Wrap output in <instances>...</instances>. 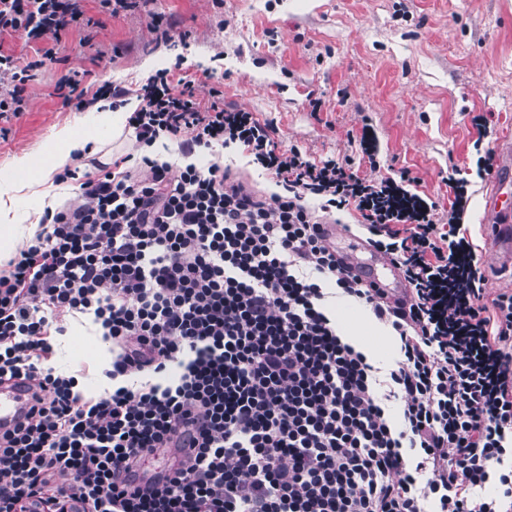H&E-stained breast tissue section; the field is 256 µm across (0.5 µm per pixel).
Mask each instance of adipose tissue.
Listing matches in <instances>:
<instances>
[{
  "instance_id": "obj_1",
  "label": "adipose tissue",
  "mask_w": 512,
  "mask_h": 512,
  "mask_svg": "<svg viewBox=\"0 0 512 512\" xmlns=\"http://www.w3.org/2000/svg\"><path fill=\"white\" fill-rule=\"evenodd\" d=\"M57 147L53 151L48 165L37 180L10 182L0 185V263H7L15 257L21 237L33 236L37 230L36 224L25 225L23 231H16L15 223L18 215L14 209L16 193L27 190L37 198L41 208L57 210L68 190L66 184L54 183L55 174L70 168L73 156L77 153H89L95 156L102 148L98 140L88 135L74 134L71 128L64 127L53 135Z\"/></svg>"
}]
</instances>
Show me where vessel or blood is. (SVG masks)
<instances>
[{"label": "vessel or blood", "instance_id": "b4317fda", "mask_svg": "<svg viewBox=\"0 0 512 512\" xmlns=\"http://www.w3.org/2000/svg\"><path fill=\"white\" fill-rule=\"evenodd\" d=\"M511 187L512 131L507 129L498 145V164L488 181L485 204L487 235L496 255L492 267L498 271L512 269V225L503 216L506 208L503 196ZM326 235L343 265L358 274L366 287L391 302L406 299L408 285L399 266L391 258L373 251L365 241L354 237L341 225H327ZM31 394L30 386L23 380L0 386L1 426H12L23 418Z\"/></svg>", "mask_w": 512, "mask_h": 512}]
</instances>
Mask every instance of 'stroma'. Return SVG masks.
<instances>
[{"mask_svg": "<svg viewBox=\"0 0 512 512\" xmlns=\"http://www.w3.org/2000/svg\"><path fill=\"white\" fill-rule=\"evenodd\" d=\"M83 11L80 25L51 41L53 60L33 70L25 112L0 118V172L24 154L41 162L51 134L67 125L101 136L115 157L135 155L132 131L113 137L65 106L57 86L77 72L89 98L102 84L133 90L167 69L193 82L201 104L220 90L221 104L254 113L279 146L311 161L346 158L365 179L409 172L412 191L436 202L440 223L448 221L449 177L468 179V235L488 264L487 181L477 162L512 126V0H138L115 14L84 0ZM149 12L162 32L148 26ZM479 114L482 132L472 123ZM366 125L378 144L372 160L358 148ZM189 138L163 140L170 164L217 162L255 190L276 192V178L251 165L244 148L185 155L179 143ZM62 324L49 366L77 376L86 395H104L110 354L98 327L81 314Z\"/></svg>", "mask_w": 512, "mask_h": 512, "instance_id": "1", "label": "stroma"}]
</instances>
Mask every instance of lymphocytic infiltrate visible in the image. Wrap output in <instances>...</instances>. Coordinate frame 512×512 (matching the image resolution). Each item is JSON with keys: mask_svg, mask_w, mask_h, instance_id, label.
I'll list each match as a JSON object with an SVG mask.
<instances>
[{"mask_svg": "<svg viewBox=\"0 0 512 512\" xmlns=\"http://www.w3.org/2000/svg\"><path fill=\"white\" fill-rule=\"evenodd\" d=\"M82 15L79 0H0V35L55 40ZM51 56L0 51L1 117L24 112L23 86ZM136 97L139 144L187 131L186 153L241 146L282 190L146 157L147 178L85 173L43 216L0 269V385L28 380L35 398L0 430V512H512V292L483 302L466 181L449 180L442 225L408 174L368 180L280 149L253 113L201 105L168 73ZM311 199L357 212L400 264L408 307L339 267ZM340 298L391 328L395 366L341 334L327 311ZM75 313L110 344L106 395L46 365ZM182 446L163 478L130 486Z\"/></svg>", "mask_w": 512, "mask_h": 512, "instance_id": "lymphocytic-infiltrate-1", "label": "lymphocytic infiltrate"}]
</instances>
